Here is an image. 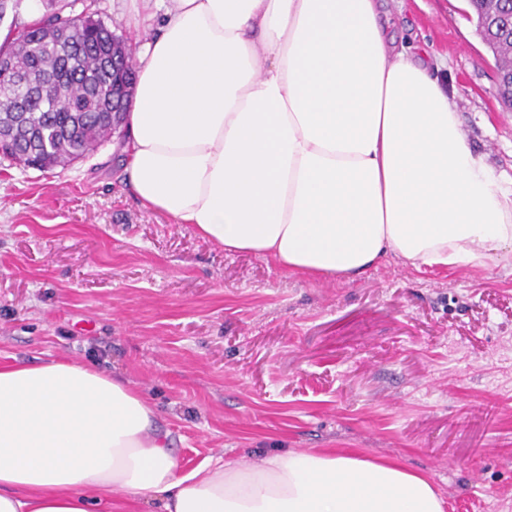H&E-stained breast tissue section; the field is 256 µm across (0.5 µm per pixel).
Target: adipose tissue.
<instances>
[{
  "label": "adipose tissue",
  "mask_w": 512,
  "mask_h": 512,
  "mask_svg": "<svg viewBox=\"0 0 512 512\" xmlns=\"http://www.w3.org/2000/svg\"><path fill=\"white\" fill-rule=\"evenodd\" d=\"M126 183L226 252L354 280L512 260V187L380 0H131ZM444 512L428 475L287 450L181 467L143 393L64 359L0 365V512Z\"/></svg>",
  "instance_id": "adipose-tissue-1"
}]
</instances>
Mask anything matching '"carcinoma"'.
Returning a JSON list of instances; mask_svg holds the SVG:
<instances>
[{"label":"carcinoma","mask_w":512,"mask_h":512,"mask_svg":"<svg viewBox=\"0 0 512 512\" xmlns=\"http://www.w3.org/2000/svg\"><path fill=\"white\" fill-rule=\"evenodd\" d=\"M475 33L498 63V95L504 106L512 88V0H468ZM14 26L0 47V130L9 139L0 153L26 170L65 167L112 138V69L105 65L112 27L83 9L45 22Z\"/></svg>","instance_id":"1"}]
</instances>
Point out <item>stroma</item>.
<instances>
[{
  "mask_svg": "<svg viewBox=\"0 0 512 512\" xmlns=\"http://www.w3.org/2000/svg\"><path fill=\"white\" fill-rule=\"evenodd\" d=\"M130 51V0H91ZM462 0L385 5L443 59L470 146L512 178V112ZM69 359L145 393L183 467L281 448L429 475L446 512H512V265L345 282L228 253L143 208L116 141L66 168L0 156V363Z\"/></svg>",
  "mask_w": 512,
  "mask_h": 512,
  "instance_id": "35a3bbf8",
  "label": "stroma"
}]
</instances>
